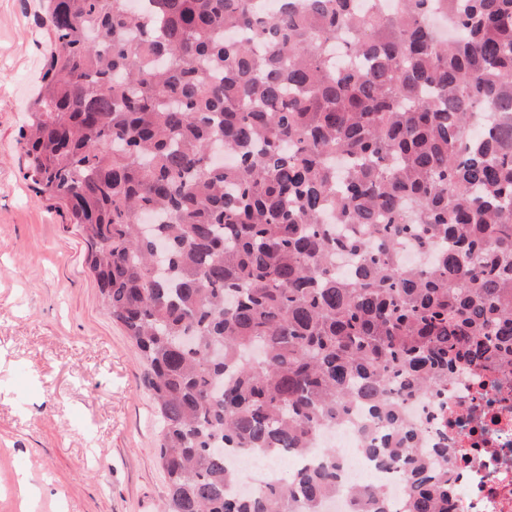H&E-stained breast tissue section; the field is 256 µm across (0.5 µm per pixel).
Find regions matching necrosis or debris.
<instances>
[{
  "label": "necrosis or debris",
  "mask_w": 512,
  "mask_h": 512,
  "mask_svg": "<svg viewBox=\"0 0 512 512\" xmlns=\"http://www.w3.org/2000/svg\"><path fill=\"white\" fill-rule=\"evenodd\" d=\"M404 406L408 419L424 430L426 444L444 433L457 451L451 512H512V375L476 367L458 375L446 392L408 399ZM375 434L364 407L357 405L347 419L324 429L317 447L305 453L274 460L262 453H236L229 465L241 476L251 473L275 482L283 469L319 465L323 449L332 448L341 464L336 474L340 490L325 502L323 512H353L347 491L362 486L383 488L397 512L404 483L393 467L369 456Z\"/></svg>",
  "instance_id": "obj_1"
}]
</instances>
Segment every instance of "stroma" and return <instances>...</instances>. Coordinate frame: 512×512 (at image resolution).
<instances>
[{
	"label": "stroma",
	"mask_w": 512,
	"mask_h": 512,
	"mask_svg": "<svg viewBox=\"0 0 512 512\" xmlns=\"http://www.w3.org/2000/svg\"><path fill=\"white\" fill-rule=\"evenodd\" d=\"M0 0V512H159V424L86 245L26 179L20 136L46 34Z\"/></svg>",
	"instance_id": "stroma-1"
}]
</instances>
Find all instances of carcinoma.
Here are the masks:
<instances>
[{
  "label": "carcinoma",
  "mask_w": 512,
  "mask_h": 512,
  "mask_svg": "<svg viewBox=\"0 0 512 512\" xmlns=\"http://www.w3.org/2000/svg\"><path fill=\"white\" fill-rule=\"evenodd\" d=\"M127 2L48 0L22 140L148 368L163 512H322L335 449L248 495L226 457L302 453L356 402L403 512H448L455 449L424 447L393 393L512 374V0ZM344 32L351 65L327 56ZM406 241L429 267L400 266Z\"/></svg>",
  "instance_id": "carcinoma-1"
}]
</instances>
